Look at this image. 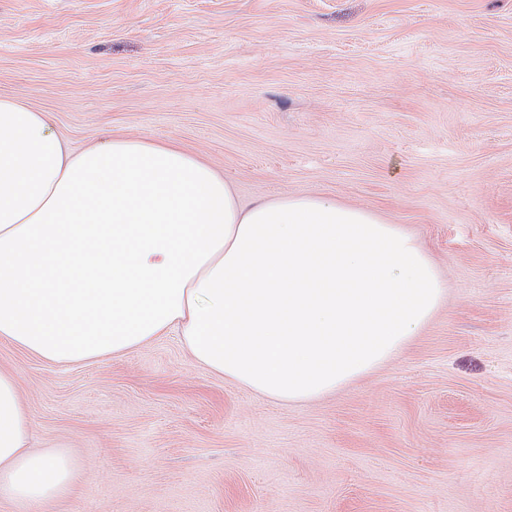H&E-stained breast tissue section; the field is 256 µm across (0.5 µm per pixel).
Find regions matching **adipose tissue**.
<instances>
[{"mask_svg":"<svg viewBox=\"0 0 512 512\" xmlns=\"http://www.w3.org/2000/svg\"><path fill=\"white\" fill-rule=\"evenodd\" d=\"M446 289L414 237L312 195L242 205L174 144L71 153L46 113L0 96V340L56 365L176 333L193 360L271 401L319 399L383 365ZM0 370V498L69 493L63 446L35 452Z\"/></svg>","mask_w":512,"mask_h":512,"instance_id":"1","label":"adipose tissue"}]
</instances>
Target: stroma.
Segmentation results:
<instances>
[{"instance_id":"stroma-1","label":"stroma","mask_w":512,"mask_h":512,"mask_svg":"<svg viewBox=\"0 0 512 512\" xmlns=\"http://www.w3.org/2000/svg\"><path fill=\"white\" fill-rule=\"evenodd\" d=\"M73 152L172 142L242 204L314 195L446 285L392 359L279 404L174 337L59 366L0 341L47 512H512V0H0V95Z\"/></svg>"}]
</instances>
